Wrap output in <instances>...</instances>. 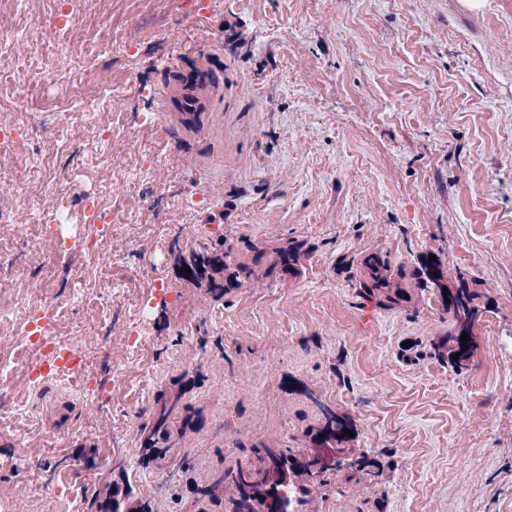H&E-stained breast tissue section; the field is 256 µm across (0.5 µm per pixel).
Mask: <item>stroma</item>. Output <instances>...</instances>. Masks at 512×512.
I'll list each match as a JSON object with an SVG mask.
<instances>
[{"mask_svg":"<svg viewBox=\"0 0 512 512\" xmlns=\"http://www.w3.org/2000/svg\"><path fill=\"white\" fill-rule=\"evenodd\" d=\"M58 3L0 0V120L24 130L0 156V512H93L115 480L152 512H231L233 490L200 488L239 442L308 447L322 403L385 471L331 477L304 512H512V0H88L63 34ZM202 60L215 92L188 131L159 96ZM84 193L124 217L95 253ZM293 240L296 274L220 297L180 270ZM371 254L464 273L483 311L471 369L428 353L439 296L360 294ZM43 296L89 392L30 383ZM175 392L191 467L165 483L140 450Z\"/></svg>","mask_w":512,"mask_h":512,"instance_id":"obj_1","label":"stroma"}]
</instances>
